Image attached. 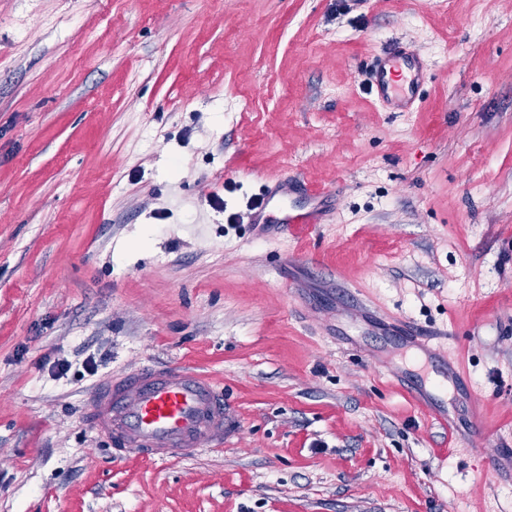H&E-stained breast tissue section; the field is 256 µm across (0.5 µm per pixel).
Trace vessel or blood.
I'll return each instance as SVG.
<instances>
[{
	"label": "vessel or blood",
	"mask_w": 512,
	"mask_h": 512,
	"mask_svg": "<svg viewBox=\"0 0 512 512\" xmlns=\"http://www.w3.org/2000/svg\"><path fill=\"white\" fill-rule=\"evenodd\" d=\"M423 65L402 46L391 47L376 61L372 73L377 97L390 111L407 112L419 106ZM260 204L250 212L253 225L318 224L336 198L330 192L310 191L307 209H284L283 202L302 190L301 182L286 177L261 181ZM98 433L112 439L118 451L162 460L215 448L233 430L224 408V391L209 375L187 365L147 366L106 385L91 418Z\"/></svg>",
	"instance_id": "vessel-or-blood-1"
}]
</instances>
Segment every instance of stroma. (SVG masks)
I'll return each instance as SVG.
<instances>
[{
    "instance_id": "1",
    "label": "stroma",
    "mask_w": 512,
    "mask_h": 512,
    "mask_svg": "<svg viewBox=\"0 0 512 512\" xmlns=\"http://www.w3.org/2000/svg\"><path fill=\"white\" fill-rule=\"evenodd\" d=\"M281 175L337 209L252 228ZM146 365L223 387V447L115 454ZM0 512H512V0H0ZM420 58L400 45L391 47L376 61L372 73L377 97L392 112H407L419 106L422 81Z\"/></svg>"
}]
</instances>
